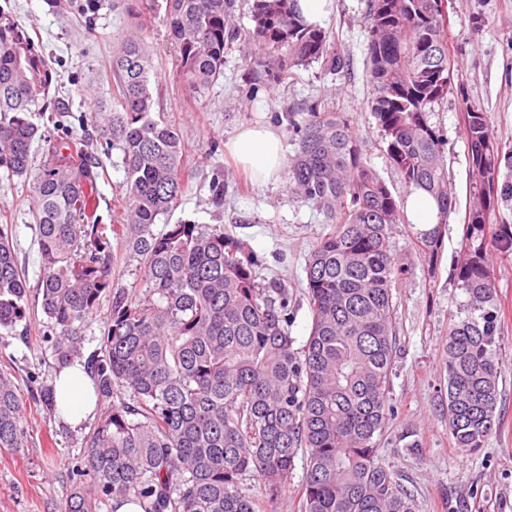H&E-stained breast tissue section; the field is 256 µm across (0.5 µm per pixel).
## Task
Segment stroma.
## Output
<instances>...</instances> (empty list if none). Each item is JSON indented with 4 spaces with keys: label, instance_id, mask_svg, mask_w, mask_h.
I'll return each mask as SVG.
<instances>
[{
    "label": "stroma",
    "instance_id": "obj_1",
    "mask_svg": "<svg viewBox=\"0 0 512 512\" xmlns=\"http://www.w3.org/2000/svg\"><path fill=\"white\" fill-rule=\"evenodd\" d=\"M448 49L452 85L433 104L430 125L448 139V178L465 198L471 175L461 119V101L487 112L504 149L512 151V0H447ZM368 0H333L324 24L328 48L346 65L329 71L315 63L299 68L294 82L251 87L245 59L251 45L236 40L224 50V74L211 87L194 91L176 76L178 53L162 16L144 19L143 36L159 76L157 111L175 118L186 147V192L173 220H190L244 239L258 258L259 280H280L292 298L288 333L303 346L310 329L305 297V259L324 230L315 205L293 194L288 174L276 182L251 179L225 144L244 125L272 126L286 154H293V132L285 118L291 108L311 103L347 113L369 165L394 196L407 189L383 150L381 131L370 110L369 53L365 30ZM0 15L12 18L54 69L56 97L68 103L64 123L78 137L86 132L78 115L112 109V51L126 26L121 12L101 8L86 23L72 0H0ZM94 35H87V26ZM266 100L265 111L256 101ZM224 181V202H212V181ZM34 184L26 177L0 174V210L14 218L18 262L30 289H37L41 257L31 209ZM465 210L451 213L443 243L434 252L416 246L417 229L398 224L392 245L407 273L393 290L396 306V353L387 400L392 416L380 440L378 458L402 474L418 512H512V256L493 253L497 305L494 346L501 368L495 424L483 448L464 452L448 434V389L443 345L460 316L466 297L453 283ZM26 335L0 330V369L30 400L31 380L54 386L58 366L53 339L37 296H30L23 320ZM24 448L0 450V512H62L69 487L68 470L82 459L84 438L92 425L64 422L58 410L32 402Z\"/></svg>",
    "mask_w": 512,
    "mask_h": 512
}]
</instances>
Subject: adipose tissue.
Wrapping results in <instances>:
<instances>
[{
    "mask_svg": "<svg viewBox=\"0 0 512 512\" xmlns=\"http://www.w3.org/2000/svg\"><path fill=\"white\" fill-rule=\"evenodd\" d=\"M226 148L254 180L262 183L275 179L285 160L279 135L266 127H241ZM55 392L58 410L70 424H79L95 408L93 382L81 366L62 369Z\"/></svg>",
    "mask_w": 512,
    "mask_h": 512,
    "instance_id": "ef3b65f1",
    "label": "adipose tissue"
}]
</instances>
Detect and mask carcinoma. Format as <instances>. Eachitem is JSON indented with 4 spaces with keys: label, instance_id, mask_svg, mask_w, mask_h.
Returning <instances> with one entry per match:
<instances>
[{
    "label": "carcinoma",
    "instance_id": "carcinoma-1",
    "mask_svg": "<svg viewBox=\"0 0 512 512\" xmlns=\"http://www.w3.org/2000/svg\"><path fill=\"white\" fill-rule=\"evenodd\" d=\"M110 2L127 13L129 28L112 52L115 108L80 116L97 133L96 153L65 128L68 105L38 107L51 85L45 62L23 29L0 17V171L34 175L39 295L59 364L83 357L81 325L101 297L110 303L101 354L85 362L98 417L83 462L71 469L64 512L131 500L143 512H277L301 448L299 512H417L397 473L377 461L391 412L392 288L407 273L391 234L409 220L405 201L364 159L344 113L316 103L300 121L288 112L295 135L289 187L328 227L306 261L310 330L302 347L288 335V288L257 282L247 241L182 219L153 231L181 203L185 145L175 122L155 111L140 11L164 10L179 52L177 77L193 90L218 81L225 46L241 36L258 48L249 75L259 83L292 82L296 69L312 63L339 70L344 59L329 52L324 28L302 22L297 0H253L244 34L234 23L236 0ZM366 31L370 110L393 169L437 204L438 223L417 238L432 251L457 206L447 140L428 121V107L448 94V15L443 0H369ZM464 114L472 178L454 284L467 302L444 353L448 432L456 447L473 452L492 431L499 395V311L487 252L512 254V226L490 224L491 212L512 199V182L500 179L512 153L503 152L483 110L467 103ZM36 140L45 143L37 166ZM114 150L122 153L126 190L104 224L102 157ZM1 217L0 327L13 329L29 288L12 218ZM114 243L143 269L144 291L114 286ZM25 413L19 386L0 373V450L26 445ZM251 477L260 478L263 496L246 493Z\"/></svg>",
    "mask_w": 512,
    "mask_h": 512
}]
</instances>
